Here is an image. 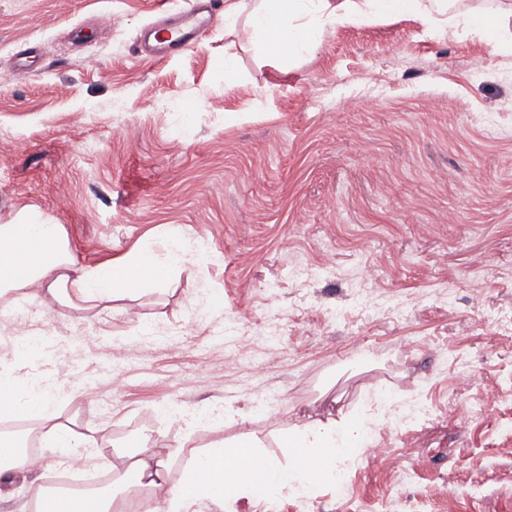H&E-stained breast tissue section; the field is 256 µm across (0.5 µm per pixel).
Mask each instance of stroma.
<instances>
[{"instance_id": "35a3bbf8", "label": "stroma", "mask_w": 512, "mask_h": 512, "mask_svg": "<svg viewBox=\"0 0 512 512\" xmlns=\"http://www.w3.org/2000/svg\"><path fill=\"white\" fill-rule=\"evenodd\" d=\"M159 2L0 0V72L24 70L0 82V224L61 225L78 268L173 231L209 260L108 309L46 298L13 322L41 344L0 348V374L56 385V423L117 454L251 432L280 457L293 425L415 400L421 419L373 432L407 476L361 459L345 493L237 512H512V56L479 26L404 16L320 26L290 58L246 18L225 35L219 11L156 61L137 40ZM298 262L331 269L302 283ZM270 322L282 361L257 377ZM463 370L500 391L465 430L452 414L480 394L457 389ZM64 457L44 446L0 512Z\"/></svg>"}]
</instances>
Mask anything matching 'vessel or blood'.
I'll use <instances>...</instances> for the list:
<instances>
[{"mask_svg": "<svg viewBox=\"0 0 512 512\" xmlns=\"http://www.w3.org/2000/svg\"><path fill=\"white\" fill-rule=\"evenodd\" d=\"M217 7V0H168L164 9L168 20L145 29L143 52L164 59L193 46Z\"/></svg>", "mask_w": 512, "mask_h": 512, "instance_id": "1", "label": "vessel or blood"}]
</instances>
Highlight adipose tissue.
<instances>
[{
  "instance_id": "adipose-tissue-1",
  "label": "adipose tissue",
  "mask_w": 512,
  "mask_h": 512,
  "mask_svg": "<svg viewBox=\"0 0 512 512\" xmlns=\"http://www.w3.org/2000/svg\"><path fill=\"white\" fill-rule=\"evenodd\" d=\"M400 15L419 16L428 25L433 22L423 0H259L249 14L248 28L252 36L294 56L312 47L313 22L344 26ZM202 258L189 239L173 233L163 247L147 242L131 256L77 269L59 225L0 224V297L19 293L40 302L69 291L79 302L106 309L124 293L172 277L188 261ZM49 399L43 393L36 404L21 398L17 406L27 419L47 426L55 447H84L87 460H95V438L54 425ZM368 439L369 428L361 416L306 421L287 433L288 459L281 462L266 456L258 443L244 435L233 446L218 443L196 453L176 487L168 482L174 450L164 448L130 462L120 456L112 463L119 489L97 497L93 512H112L117 496L134 489L161 494L164 512H192L204 498L200 491L204 485H224L217 502L228 508L243 496L266 500L301 496L320 481L337 485L341 466L353 461L358 446ZM247 469L254 470V477L243 478Z\"/></svg>"
}]
</instances>
